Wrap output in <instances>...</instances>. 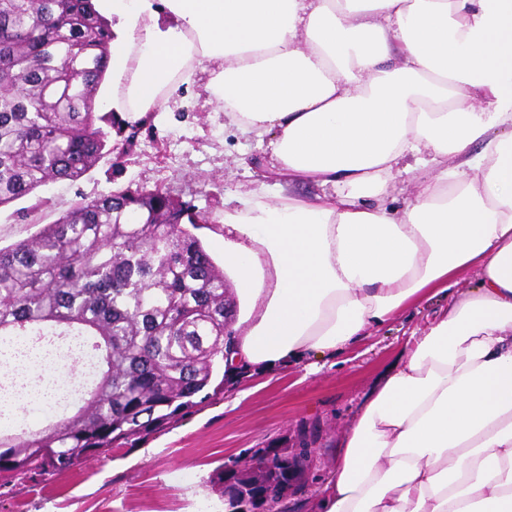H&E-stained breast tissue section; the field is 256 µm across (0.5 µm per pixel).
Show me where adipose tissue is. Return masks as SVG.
Instances as JSON below:
<instances>
[{
	"instance_id": "obj_1",
	"label": "adipose tissue",
	"mask_w": 512,
	"mask_h": 512,
	"mask_svg": "<svg viewBox=\"0 0 512 512\" xmlns=\"http://www.w3.org/2000/svg\"><path fill=\"white\" fill-rule=\"evenodd\" d=\"M116 17L109 106L208 104L269 142L304 200L224 212L249 305L238 371L333 354L469 270L372 392L317 512H512V0H101ZM414 176L405 209L398 173Z\"/></svg>"
}]
</instances>
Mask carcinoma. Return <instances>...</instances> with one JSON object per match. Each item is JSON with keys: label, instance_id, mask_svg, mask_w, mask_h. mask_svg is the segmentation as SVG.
Listing matches in <instances>:
<instances>
[{"label": "carcinoma", "instance_id": "cac0c4a2", "mask_svg": "<svg viewBox=\"0 0 512 512\" xmlns=\"http://www.w3.org/2000/svg\"><path fill=\"white\" fill-rule=\"evenodd\" d=\"M111 24L92 0H0V207L53 181H77L104 155L95 126ZM199 214L160 190L80 202L0 247V339L84 338L99 371L73 411L36 431H0V473L60 476L145 439L224 390V313L233 293L193 233ZM302 456L233 477L266 512ZM272 496L256 500L259 491Z\"/></svg>", "mask_w": 512, "mask_h": 512}]
</instances>
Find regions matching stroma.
Returning <instances> with one entry per match:
<instances>
[{
	"mask_svg": "<svg viewBox=\"0 0 512 512\" xmlns=\"http://www.w3.org/2000/svg\"><path fill=\"white\" fill-rule=\"evenodd\" d=\"M206 78L202 72L195 84L180 86L172 111L138 119L133 139L114 112L97 107L108 152L81 179L47 183L0 207V245L54 223L79 202L127 187L159 188L200 214L196 235L220 265V219L240 193L263 184L273 195L324 196L318 184L284 181L267 147L205 104ZM478 280L472 271L449 293L406 304L334 355L225 376L223 392L134 447L88 458L62 477L0 487V512H227L218 477H232L278 448L305 455L284 501L288 512H312L336 476L340 441L379 379L405 356L410 336L425 333L449 297L473 290Z\"/></svg>",
	"mask_w": 512,
	"mask_h": 512,
	"instance_id": "stroma-1",
	"label": "stroma"
}]
</instances>
